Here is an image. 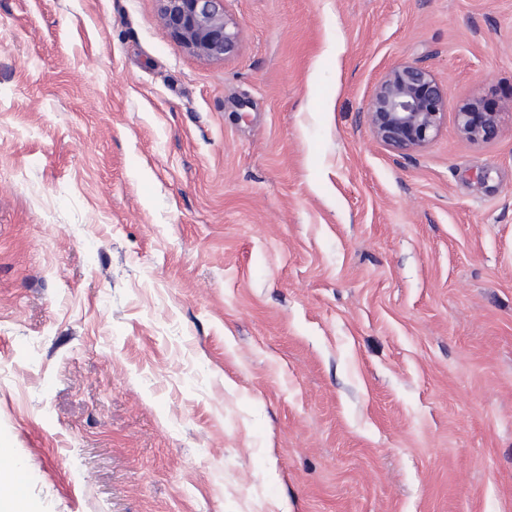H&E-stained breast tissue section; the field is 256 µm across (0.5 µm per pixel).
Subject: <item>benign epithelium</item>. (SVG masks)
<instances>
[{
    "label": "benign epithelium",
    "mask_w": 512,
    "mask_h": 512,
    "mask_svg": "<svg viewBox=\"0 0 512 512\" xmlns=\"http://www.w3.org/2000/svg\"><path fill=\"white\" fill-rule=\"evenodd\" d=\"M157 20L191 54L225 61L239 51L241 31L225 8V0H157ZM446 89L426 67L397 64L386 71L368 103L367 120L374 137L391 151L410 155L437 135L446 115ZM512 112L508 103L498 112H478L461 104L455 112L459 134L485 140Z\"/></svg>",
    "instance_id": "7a95c632"
}]
</instances>
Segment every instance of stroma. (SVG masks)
Wrapping results in <instances>:
<instances>
[{
    "label": "stroma",
    "mask_w": 512,
    "mask_h": 512,
    "mask_svg": "<svg viewBox=\"0 0 512 512\" xmlns=\"http://www.w3.org/2000/svg\"><path fill=\"white\" fill-rule=\"evenodd\" d=\"M0 0V438L30 512H512V115L396 154L392 66L512 100V0ZM157 20L191 54L208 61L234 57L241 31L226 0H157ZM27 454L34 460L49 461L51 466L48 470V475L52 480L60 481L62 475V468L60 466V452L57 448H26Z\"/></svg>",
    "instance_id": "1"
}]
</instances>
